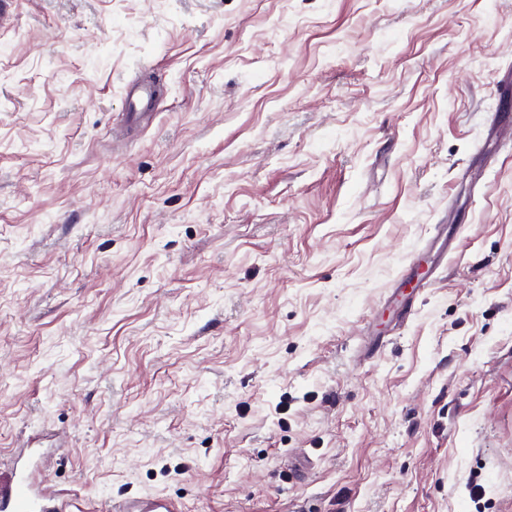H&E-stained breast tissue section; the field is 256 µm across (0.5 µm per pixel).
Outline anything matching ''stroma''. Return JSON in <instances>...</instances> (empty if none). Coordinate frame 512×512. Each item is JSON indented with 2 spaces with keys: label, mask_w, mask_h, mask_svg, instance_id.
Returning a JSON list of instances; mask_svg holds the SVG:
<instances>
[{
  "label": "stroma",
  "mask_w": 512,
  "mask_h": 512,
  "mask_svg": "<svg viewBox=\"0 0 512 512\" xmlns=\"http://www.w3.org/2000/svg\"><path fill=\"white\" fill-rule=\"evenodd\" d=\"M510 66L512 0H16L0 471L57 449L43 482L88 512H512ZM145 72L161 107L115 142ZM447 222L448 224H445ZM459 222L457 212L452 208L448 209V216L443 220V224H435L430 241L411 255L408 263L391 284L388 303L397 306L399 321L408 319L415 312L417 296L434 284L435 278L432 275L436 271V265L433 247L437 248L436 252L443 258H448V252L453 250L455 241L449 234L450 229ZM113 512H182L179 504L164 495L129 497L112 503Z\"/></svg>",
  "instance_id": "1"
}]
</instances>
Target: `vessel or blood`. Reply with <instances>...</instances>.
<instances>
[{
    "label": "vessel or blood",
    "instance_id": "obj_1",
    "mask_svg": "<svg viewBox=\"0 0 512 512\" xmlns=\"http://www.w3.org/2000/svg\"><path fill=\"white\" fill-rule=\"evenodd\" d=\"M162 96V86L152 75L130 80L122 90L126 128L138 129L148 124ZM456 211H449L446 223L435 225L428 246L416 250L393 281L388 295L395 304L399 319H408L415 311L419 294L435 282V258L447 255L453 249L454 238L450 228L458 224ZM25 450H18L17 464L7 478L0 479V512H83L74 496L47 494L36 484L24 464ZM112 512H182L178 503L164 495L129 497L113 504Z\"/></svg>",
    "mask_w": 512,
    "mask_h": 512
}]
</instances>
